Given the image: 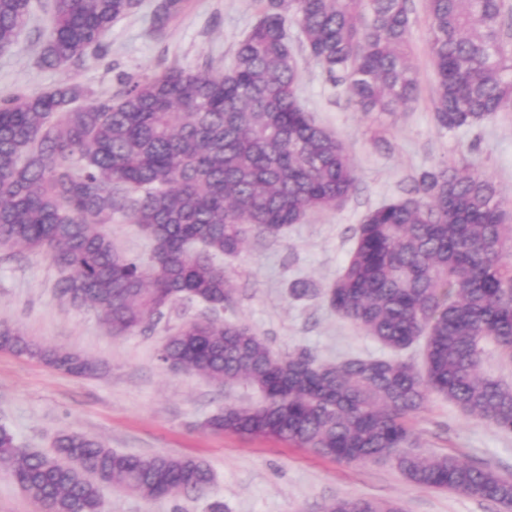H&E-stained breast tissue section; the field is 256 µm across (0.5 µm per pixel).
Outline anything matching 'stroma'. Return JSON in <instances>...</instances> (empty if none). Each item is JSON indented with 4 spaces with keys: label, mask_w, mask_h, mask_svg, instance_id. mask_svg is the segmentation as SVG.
I'll use <instances>...</instances> for the list:
<instances>
[{
    "label": "stroma",
    "mask_w": 512,
    "mask_h": 512,
    "mask_svg": "<svg viewBox=\"0 0 512 512\" xmlns=\"http://www.w3.org/2000/svg\"><path fill=\"white\" fill-rule=\"evenodd\" d=\"M157 2L141 0L136 13L113 25L105 55L86 56L64 69L37 66L48 22L42 10H34L18 40L0 52V96L38 93L64 81L114 91L123 78L150 77L171 66L222 72L262 15L260 0H184L182 12L157 34L151 30ZM413 3L410 61L419 73V96L394 112L358 110L345 87L310 59L297 30L288 31L299 64L300 103L345 143L358 188L341 207L307 216L278 239L250 233L242 251L223 260L235 292L221 319L250 326L276 353L306 349L330 363L388 356L362 328L336 316L324 297L296 299L288 287L308 278L327 288L350 256L357 225L398 198L421 170L445 162L469 165L494 183L512 212V112L450 131L435 123L426 14L423 0ZM107 231L121 252L148 259L152 243L138 225L118 216ZM58 277L45 254L0 249V325L89 356L102 369L76 377L0 351V426L22 448L49 451L60 432L72 430L120 453L194 456L214 475L205 492L152 502L105 488L107 512H212L217 503L223 512H322L342 496L391 500L402 512H508L476 497L411 484L390 461L340 462L308 448L206 429V420L227 402L246 404L255 395L246 387L225 391L203 375L160 361L169 330L202 316L204 306L177 303L153 329L115 336L94 309L57 297ZM414 428L422 451L454 454L512 477V433L465 414L447 398L431 395Z\"/></svg>",
    "instance_id": "obj_1"
}]
</instances>
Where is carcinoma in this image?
Masks as SVG:
<instances>
[{
  "mask_svg": "<svg viewBox=\"0 0 512 512\" xmlns=\"http://www.w3.org/2000/svg\"><path fill=\"white\" fill-rule=\"evenodd\" d=\"M51 33L37 63L56 69L104 54L112 26L141 0H48ZM183 0H161L162 29ZM426 48L435 75L431 108L448 130L512 112L508 0H425ZM32 0H0V52L25 27ZM309 56L346 85L361 111L416 101L408 0H265L231 67H170L97 95L77 83L0 99V249L47 255L62 271L57 295L98 310L114 335L143 330L179 300L211 315L169 335L160 360L258 394L230 403L207 426L274 438L338 461L391 460L411 483L512 504V479L454 454L415 449L412 420L430 394L512 433V386L481 372L485 346L512 360V225L495 185L466 167L424 170L407 196L370 211L355 247L326 289L340 318L385 347L423 342V369L396 358L319 361L274 352L248 325L214 317L230 301L217 262L251 232L278 238L314 211L333 210L357 187L346 145L295 95L288 25ZM121 215L152 242L146 261L119 251L106 231ZM297 299L316 283L290 284ZM0 350L37 357L74 376L99 371L75 351L0 326ZM49 512H105L115 486L146 500L203 492L202 460L116 452L63 431L49 452L16 445L0 427V471ZM323 512H398L397 505L338 497Z\"/></svg>",
  "mask_w": 512,
  "mask_h": 512,
  "instance_id": "1",
  "label": "carcinoma"
}]
</instances>
